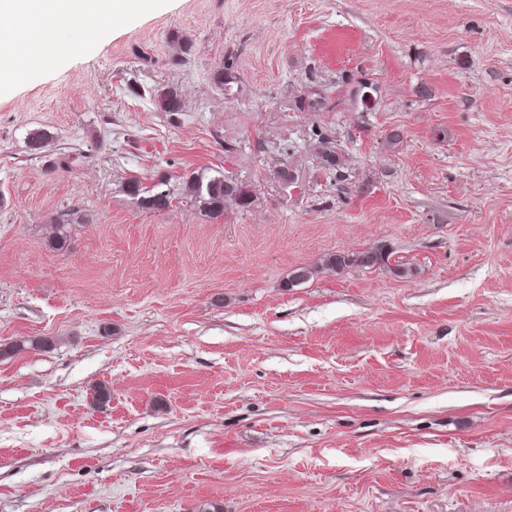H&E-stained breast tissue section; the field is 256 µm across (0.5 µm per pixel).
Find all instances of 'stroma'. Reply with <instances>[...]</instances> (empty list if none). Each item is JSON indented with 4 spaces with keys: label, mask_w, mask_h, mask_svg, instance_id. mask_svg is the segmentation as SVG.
Wrapping results in <instances>:
<instances>
[{
    "label": "stroma",
    "mask_w": 512,
    "mask_h": 512,
    "mask_svg": "<svg viewBox=\"0 0 512 512\" xmlns=\"http://www.w3.org/2000/svg\"><path fill=\"white\" fill-rule=\"evenodd\" d=\"M61 37L0 81V512H512V0H126ZM223 175L218 219L126 189ZM373 246L408 275L321 266ZM319 137V146H318V154L319 159L321 160V164H324L325 168L328 170L332 169L336 172H340V168H343L342 157L338 154L340 150L335 143L329 138L323 136L322 133L318 134Z\"/></svg>",
    "instance_id": "stroma-1"
}]
</instances>
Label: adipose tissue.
<instances>
[{"mask_svg":"<svg viewBox=\"0 0 512 512\" xmlns=\"http://www.w3.org/2000/svg\"><path fill=\"white\" fill-rule=\"evenodd\" d=\"M122 6L123 0H0V15L12 19L0 26V77L24 81L28 62L53 58L60 50V23L106 24Z\"/></svg>","mask_w":512,"mask_h":512,"instance_id":"adipose-tissue-1","label":"adipose tissue"}]
</instances>
